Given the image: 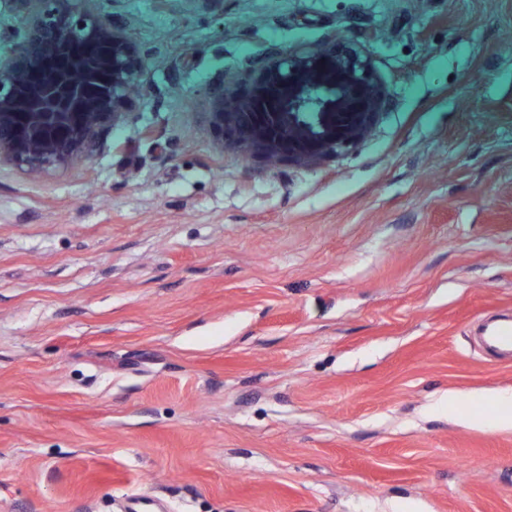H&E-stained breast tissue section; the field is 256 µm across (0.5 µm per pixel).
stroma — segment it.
I'll return each mask as SVG.
<instances>
[{"instance_id":"35a3bbf8","label":"stroma","mask_w":512,"mask_h":512,"mask_svg":"<svg viewBox=\"0 0 512 512\" xmlns=\"http://www.w3.org/2000/svg\"><path fill=\"white\" fill-rule=\"evenodd\" d=\"M151 62L84 163L0 164V512H512V0H114ZM366 57L372 131L220 151L209 85ZM460 396L458 417L439 397Z\"/></svg>"}]
</instances>
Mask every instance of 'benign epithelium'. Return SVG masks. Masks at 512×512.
Segmentation results:
<instances>
[{
	"mask_svg": "<svg viewBox=\"0 0 512 512\" xmlns=\"http://www.w3.org/2000/svg\"><path fill=\"white\" fill-rule=\"evenodd\" d=\"M25 45L0 55V162L37 175L67 169L96 150L101 130L135 106L147 68L117 25L112 0H16ZM79 45L104 52L92 63ZM253 94L219 79L208 90L209 123L232 132L241 153L260 151L323 165L348 152L376 123L384 90L367 61L334 49H277L253 66ZM287 88V95L276 91ZM360 111L352 112V103Z\"/></svg>",
	"mask_w": 512,
	"mask_h": 512,
	"instance_id": "7a95c632",
	"label": "benign epithelium"
}]
</instances>
